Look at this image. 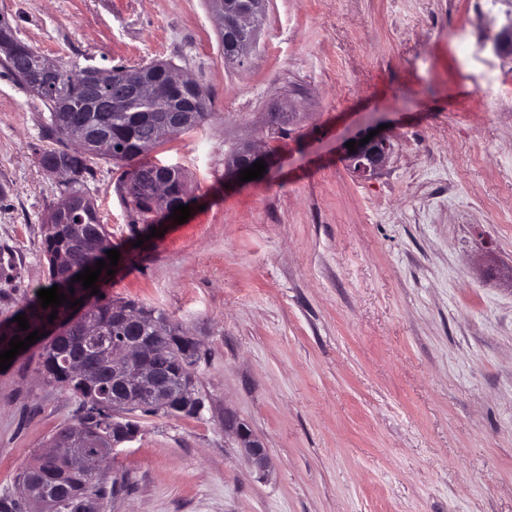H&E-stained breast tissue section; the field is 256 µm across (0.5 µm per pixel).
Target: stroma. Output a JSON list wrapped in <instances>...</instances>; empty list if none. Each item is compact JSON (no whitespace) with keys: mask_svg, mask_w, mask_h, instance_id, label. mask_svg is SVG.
Listing matches in <instances>:
<instances>
[{"mask_svg":"<svg viewBox=\"0 0 512 512\" xmlns=\"http://www.w3.org/2000/svg\"><path fill=\"white\" fill-rule=\"evenodd\" d=\"M50 61L82 69L170 63L209 91L202 126L146 155L184 177L187 222L144 224L119 190L127 167L91 166L87 192L133 247L100 288L154 307L201 344L195 417L137 415L107 512H512V13L473 0H268L244 66L224 57L208 0H0ZM485 32L461 63L449 32ZM299 112L271 132V112ZM388 126L394 153L355 177L344 149ZM49 111L0 66V322L47 281L44 224L61 178ZM256 141L262 178L225 183ZM40 347L0 372V501L79 403L38 379ZM266 445L261 481L224 415ZM256 161H263L261 155L254 143L250 146H240L233 150L231 162L225 169L224 177L226 179H238L240 172L245 168H250Z\"/></svg>","mask_w":512,"mask_h":512,"instance_id":"35a3bbf8","label":"stroma"}]
</instances>
